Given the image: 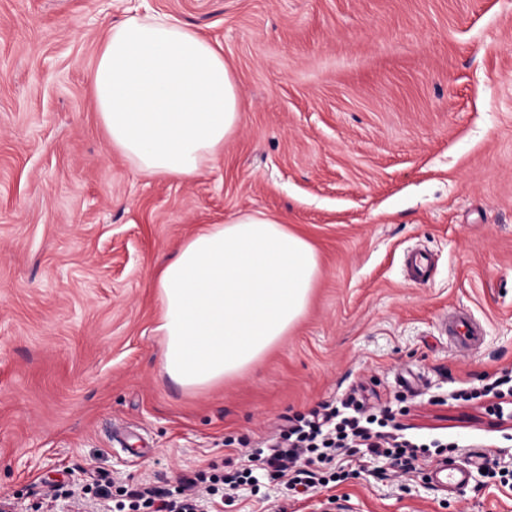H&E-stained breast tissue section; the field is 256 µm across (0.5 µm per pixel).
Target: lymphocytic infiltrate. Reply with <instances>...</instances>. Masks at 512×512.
Returning <instances> with one entry per match:
<instances>
[{"instance_id":"obj_1","label":"lymphocytic infiltrate","mask_w":512,"mask_h":512,"mask_svg":"<svg viewBox=\"0 0 512 512\" xmlns=\"http://www.w3.org/2000/svg\"><path fill=\"white\" fill-rule=\"evenodd\" d=\"M390 420L386 413H367L351 398L327 404L322 411L282 425L271 447L254 449L236 469L221 474L201 470L180 479L172 489L119 487L112 512H200L201 495L214 496L244 485L256 490L264 477L284 483L291 491H316L343 480V458L352 448H366L393 465L409 466L417 458L419 445L392 435Z\"/></svg>"}]
</instances>
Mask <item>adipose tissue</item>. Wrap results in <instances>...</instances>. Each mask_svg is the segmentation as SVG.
Returning <instances> with one entry per match:
<instances>
[{
  "label": "adipose tissue",
  "instance_id": "1",
  "mask_svg": "<svg viewBox=\"0 0 512 512\" xmlns=\"http://www.w3.org/2000/svg\"><path fill=\"white\" fill-rule=\"evenodd\" d=\"M89 79L113 146L150 176L198 175L240 120L223 53L170 15L113 27ZM318 275L315 247L281 218L200 228L154 279L165 372L208 387L250 368L304 317Z\"/></svg>",
  "mask_w": 512,
  "mask_h": 512
}]
</instances>
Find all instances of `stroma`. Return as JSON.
Listing matches in <instances>:
<instances>
[{"label":"stroma","instance_id":"35a3bbf8","mask_svg":"<svg viewBox=\"0 0 512 512\" xmlns=\"http://www.w3.org/2000/svg\"><path fill=\"white\" fill-rule=\"evenodd\" d=\"M167 14L218 45L237 131L190 179L117 151L89 82L109 30ZM262 211L302 232L320 274L258 363L186 388L162 367L153 279L206 224ZM433 258L407 279L413 247ZM469 311L480 347L440 317ZM512 368V0H0V501L52 483L175 485L237 468L284 419L355 396L408 438L512 472V419L456 400ZM352 455L311 496L277 482L223 512H512V479L444 493Z\"/></svg>","mask_w":512,"mask_h":512}]
</instances>
